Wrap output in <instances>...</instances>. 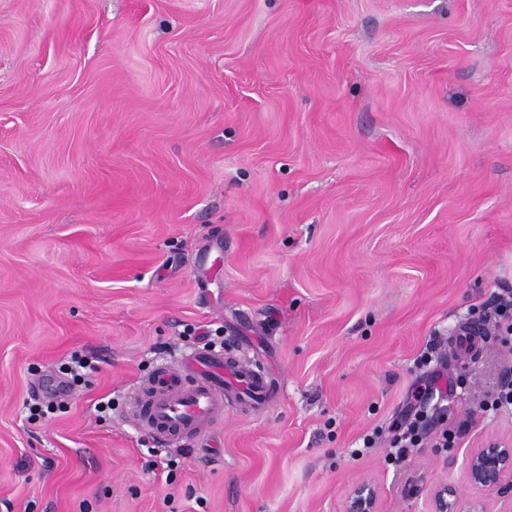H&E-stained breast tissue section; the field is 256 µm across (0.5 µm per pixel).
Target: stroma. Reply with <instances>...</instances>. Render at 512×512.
<instances>
[{
    "label": "stroma",
    "mask_w": 512,
    "mask_h": 512,
    "mask_svg": "<svg viewBox=\"0 0 512 512\" xmlns=\"http://www.w3.org/2000/svg\"><path fill=\"white\" fill-rule=\"evenodd\" d=\"M512 0H0V512H424L512 441L480 403L512 348ZM265 367L209 452L128 389L196 335ZM432 440L386 461L430 339ZM95 371L28 422L72 354ZM111 401V417L98 403ZM486 316L494 319L496 338L503 346L512 345V291L503 290L496 295L493 306L488 308ZM376 489L373 484L363 482L357 485L347 503L346 512H375Z\"/></svg>",
    "instance_id": "stroma-1"
}]
</instances>
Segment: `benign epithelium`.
<instances>
[{
	"label": "benign epithelium",
	"mask_w": 512,
	"mask_h": 512,
	"mask_svg": "<svg viewBox=\"0 0 512 512\" xmlns=\"http://www.w3.org/2000/svg\"><path fill=\"white\" fill-rule=\"evenodd\" d=\"M467 483L484 491L512 492V442L495 440L474 449L465 465ZM376 489L373 484L357 485L347 503L346 512H375ZM427 512H493L481 497H463L448 486L430 490Z\"/></svg>",
	"instance_id": "7a95c632"
}]
</instances>
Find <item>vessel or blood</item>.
<instances>
[{
	"label": "vessel or blood",
	"mask_w": 512,
	"mask_h": 512,
	"mask_svg": "<svg viewBox=\"0 0 512 512\" xmlns=\"http://www.w3.org/2000/svg\"><path fill=\"white\" fill-rule=\"evenodd\" d=\"M268 391L261 367L229 360L204 346L137 381L127 408L153 441L204 449L213 445L214 427L223 419L225 406L259 402Z\"/></svg>",
	"instance_id": "b4317fda"
}]
</instances>
